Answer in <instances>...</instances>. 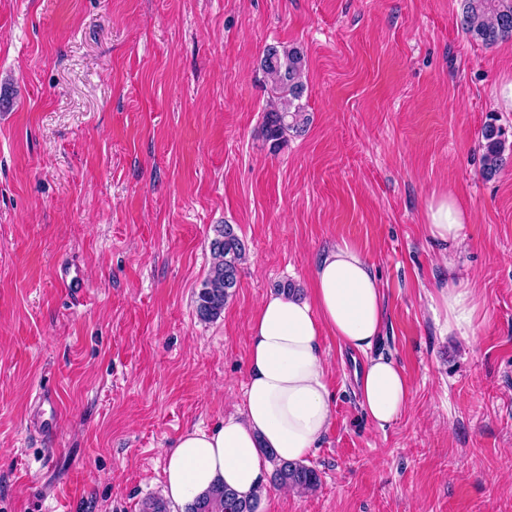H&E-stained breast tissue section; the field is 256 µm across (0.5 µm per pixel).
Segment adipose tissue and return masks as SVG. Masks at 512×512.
<instances>
[{"mask_svg":"<svg viewBox=\"0 0 512 512\" xmlns=\"http://www.w3.org/2000/svg\"><path fill=\"white\" fill-rule=\"evenodd\" d=\"M424 221L432 240L452 248L461 243L470 216L451 194L441 193L430 199ZM431 310L448 333L475 337L481 304L470 284L449 283ZM383 326L378 277L363 251L348 242L317 259L306 297L268 295L250 326L242 409L217 428H194L179 437L163 468L168 501L185 506L218 483L253 499L270 456L300 461L316 448L333 416L324 334L367 354L356 376L367 416L381 427L398 420L410 401L409 381L394 360L369 354Z\"/></svg>","mask_w":512,"mask_h":512,"instance_id":"1","label":"adipose tissue"}]
</instances>
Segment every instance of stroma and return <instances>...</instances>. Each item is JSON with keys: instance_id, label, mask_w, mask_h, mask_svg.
<instances>
[{"instance_id": "1", "label": "stroma", "mask_w": 512, "mask_h": 512, "mask_svg": "<svg viewBox=\"0 0 512 512\" xmlns=\"http://www.w3.org/2000/svg\"><path fill=\"white\" fill-rule=\"evenodd\" d=\"M270 44L303 50L310 116L275 152ZM511 84L512 40H472L458 0H0V512L163 499L166 452L241 407L260 303L342 241L379 275L372 353L410 403L374 424L367 355L325 335L321 485L264 479L257 512H512V158L487 179L478 147L487 118L512 131ZM439 193L470 213L446 262ZM219 224L245 260L204 322ZM451 279L478 289L474 341L430 309ZM361 405L367 416L384 427L398 420L407 408L411 388L408 379L392 359L369 357L356 376Z\"/></svg>"}]
</instances>
